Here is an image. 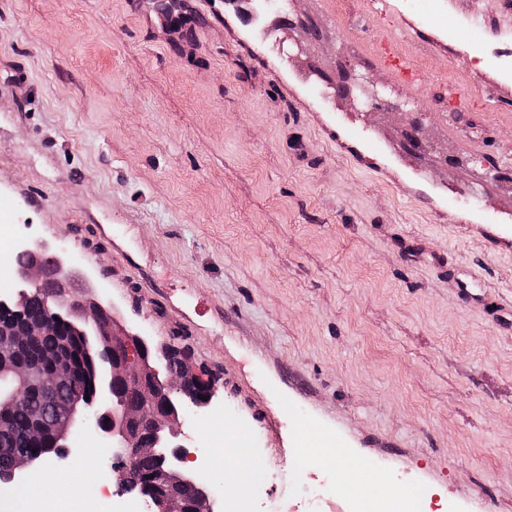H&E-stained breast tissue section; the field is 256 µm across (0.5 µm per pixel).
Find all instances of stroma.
I'll list each match as a JSON object with an SVG mask.
<instances>
[{"mask_svg": "<svg viewBox=\"0 0 512 512\" xmlns=\"http://www.w3.org/2000/svg\"><path fill=\"white\" fill-rule=\"evenodd\" d=\"M511 175L512 0H0V296L63 246L215 371L180 442L219 484L257 446L218 512H512ZM69 442L0 506L97 512L108 450Z\"/></svg>", "mask_w": 512, "mask_h": 512, "instance_id": "stroma-1", "label": "stroma"}]
</instances>
